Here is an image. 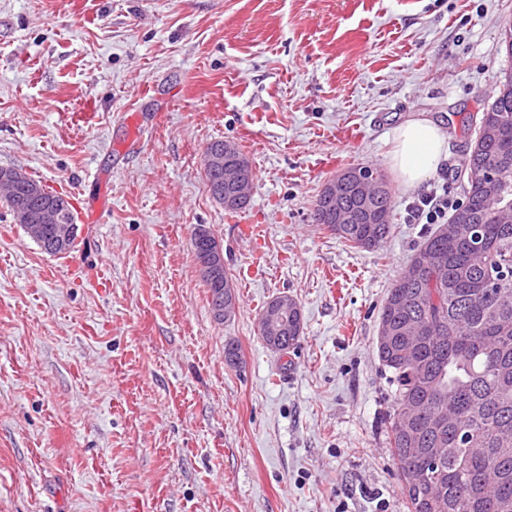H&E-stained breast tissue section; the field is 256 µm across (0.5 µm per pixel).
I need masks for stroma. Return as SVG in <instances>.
<instances>
[{
	"label": "stroma",
	"mask_w": 512,
	"mask_h": 512,
	"mask_svg": "<svg viewBox=\"0 0 512 512\" xmlns=\"http://www.w3.org/2000/svg\"><path fill=\"white\" fill-rule=\"evenodd\" d=\"M78 2L0 0V166L82 208L76 248L50 256L0 204V512H408L376 336L435 227L396 187L386 242L354 248L313 204L347 168L388 173L417 112L448 135L420 192L462 200L512 0H97L91 26ZM216 140L254 172L233 214L206 184ZM280 295L302 314L285 353L259 333ZM196 258L200 274L204 276L213 275L223 261L220 241L216 238L215 241L207 240L204 250H199ZM203 282L205 283L206 287L208 288V291L210 292L211 310H213V313L216 317H221L224 314V304H223V306L218 305L216 307H214V305H217L218 302H220V300L224 296V288H228V290H232V292L234 294V300L236 302V297H235L232 283L230 282V280L224 270L222 271V273L216 275L215 278L203 279ZM235 302L229 306L227 313H225V315H224V320H226L232 316L231 313L233 312ZM213 307H214V309H213ZM228 316H230V317H228Z\"/></svg>",
	"instance_id": "stroma-1"
}]
</instances>
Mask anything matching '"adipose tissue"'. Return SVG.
Instances as JSON below:
<instances>
[{"label":"adipose tissue","mask_w":512,"mask_h":512,"mask_svg":"<svg viewBox=\"0 0 512 512\" xmlns=\"http://www.w3.org/2000/svg\"><path fill=\"white\" fill-rule=\"evenodd\" d=\"M392 143L387 164L397 183L407 190L424 183L448 155L445 133L421 113L395 128Z\"/></svg>","instance_id":"ef3b65f1"}]
</instances>
